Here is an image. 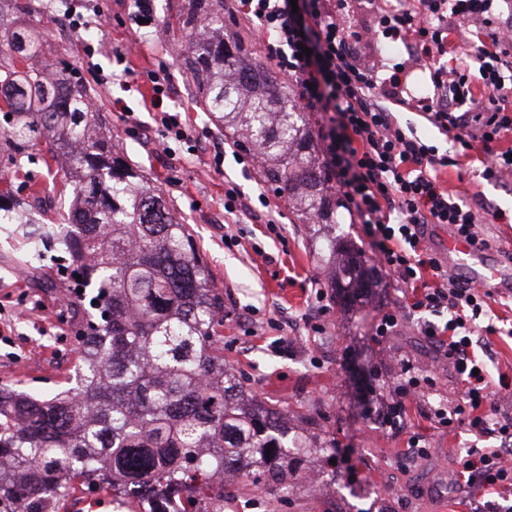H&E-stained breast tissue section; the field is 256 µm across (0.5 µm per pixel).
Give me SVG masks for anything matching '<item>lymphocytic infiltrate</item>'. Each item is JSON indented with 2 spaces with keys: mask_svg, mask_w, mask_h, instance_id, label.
Here are the masks:
<instances>
[{
  "mask_svg": "<svg viewBox=\"0 0 512 512\" xmlns=\"http://www.w3.org/2000/svg\"><path fill=\"white\" fill-rule=\"evenodd\" d=\"M362 0H231L232 18L254 37L267 62L287 76L304 109L318 113V137L327 171L353 223L361 225L385 274L409 291L404 311H384L375 326L388 335L404 314H419L424 336L441 347L461 388L458 402L435 407L436 427L468 426L478 436L500 439L497 448H470L458 461L465 484L485 492L469 512H486L487 496L512 499V467L505 466V442H512V417L485 410L492 397L512 393V376L490 383L473 341L474 323L489 309L488 293L448 274L426 238L428 225H446L479 249L488 243L476 209L448 193L440 170L454 157L438 155L391 111L397 103L420 113L456 144L457 156L480 149L487 156L482 177L499 182L512 173V153L495 145L512 134V14L502 0H418L412 7L378 4L379 35L411 42L414 61L428 68L433 90L415 95L406 63L378 68L361 57L360 31L344 17ZM490 25L470 40V24ZM311 50L300 54L301 47ZM447 64H440L441 56ZM151 104L161 112L160 137L181 140L186 130L166 113L171 99L166 67L147 74ZM447 312L438 325L431 313Z\"/></svg>",
  "mask_w": 512,
  "mask_h": 512,
  "instance_id": "f902f5d3",
  "label": "lymphocytic infiltrate"
}]
</instances>
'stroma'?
Instances as JSON below:
<instances>
[{"label":"stroma","instance_id":"stroma-1","mask_svg":"<svg viewBox=\"0 0 512 512\" xmlns=\"http://www.w3.org/2000/svg\"><path fill=\"white\" fill-rule=\"evenodd\" d=\"M22 23L44 35L41 55L76 64L107 118L112 139L130 163L163 190L177 219L188 224L197 250L224 295V360L233 365L246 392L288 416V424L307 431L318 447L306 467L319 485L292 481L265 496L224 487V512H468L454 458L481 446L471 432L453 434L431 428L427 417L439 401L455 399L458 386L448 369H434L438 351L405 319L397 332L380 337L375 324L382 311L396 308L402 293L384 271L352 311L340 312L313 250L311 225L301 223L286 198L277 196L257 168L243 169L230 155L228 131L219 129L194 98L192 85L176 55L168 30L170 17L184 0H154L156 31L131 25V0H20ZM84 16L80 32L63 28L58 18L70 6ZM123 51L135 80L116 71L115 51ZM166 65L171 77V109L179 112L189 141L158 144L156 114L146 73ZM142 123L127 131L125 113ZM226 148L222 169L196 140ZM45 144H29L16 157L0 154V177L14 198L40 195L56 202L68 193L61 168L46 165ZM478 158L462 168L442 170L449 192L465 202H485L512 212V177L492 184L481 178ZM236 182L246 196H265L277 215L276 228L241 213L224 210V183ZM14 227L0 224V386L16 385L49 398L67 387L77 363L80 330L73 308L59 285L69 271L52 249H44L36 271L13 266L20 241ZM54 287H47V280ZM512 284L495 295L480 325L498 332L483 352L490 376L512 374ZM327 305L317 313L316 301ZM430 376L429 395L407 403L405 415L390 419L388 405L400 400L397 387L407 375ZM426 442L427 464L409 466L407 442ZM60 512H134L131 499L80 486Z\"/></svg>","mask_w":512,"mask_h":512}]
</instances>
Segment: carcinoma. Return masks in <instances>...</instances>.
Segmentation results:
<instances>
[{
  "label": "carcinoma",
  "mask_w": 512,
  "mask_h": 512,
  "mask_svg": "<svg viewBox=\"0 0 512 512\" xmlns=\"http://www.w3.org/2000/svg\"><path fill=\"white\" fill-rule=\"evenodd\" d=\"M191 42L180 56L209 112L251 153L263 180L325 243L319 261L336 304L372 287L356 246L336 237V187L317 162L314 132L287 85L224 39V0H188L179 18ZM23 26L0 70L3 138L47 141L65 161L70 201L61 224H29L26 253L53 242L81 276L66 289L77 336L74 384L49 400L0 387V512H58L76 485L145 492L139 512H209L224 499L213 476L239 490L276 491L304 474L314 448L280 410L245 401L224 363V298L163 192L112 145L80 71L45 61ZM83 292H78V289ZM271 454H266V450Z\"/></svg>",
  "instance_id": "carcinoma-1"
}]
</instances>
